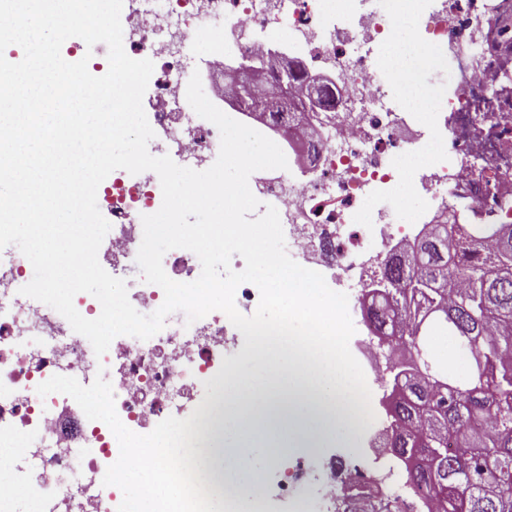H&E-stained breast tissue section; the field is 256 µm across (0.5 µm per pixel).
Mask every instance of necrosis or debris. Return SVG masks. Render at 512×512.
<instances>
[{
  "label": "necrosis or debris",
  "mask_w": 512,
  "mask_h": 512,
  "mask_svg": "<svg viewBox=\"0 0 512 512\" xmlns=\"http://www.w3.org/2000/svg\"><path fill=\"white\" fill-rule=\"evenodd\" d=\"M123 0L124 49L131 58L163 63L149 84L150 125L167 140L155 155L172 154L204 170L216 160L220 133L186 100L188 81L180 58L193 37L210 44L209 72L223 71L227 58L246 61L268 45L291 43L336 79L338 95L320 119L302 118L261 132L284 152V170L256 172L254 196L277 208L285 248L301 266L335 271L347 295L364 294L378 257L412 242L427 224L453 218L460 224L512 223V93H504L505 62L480 30L488 0ZM412 19L414 39L425 45L427 64H454V83L433 93L426 109L403 107L412 76L385 64L390 32ZM429 192L431 214L409 223L374 206L401 192ZM100 211L112 232L98 260L112 276L137 269L142 216L162 204L156 173L140 177L118 169L97 190ZM27 283L11 252L0 250V447L12 448L16 484L37 512H129L123 486L108 481L115 461L137 466L141 449L119 446L115 433L157 436L177 431L179 455L155 454L162 480L176 487L174 501L156 512H205L209 473L192 452L222 403L224 355L234 339L232 323L214 311L192 324L166 323L147 340L116 337L103 356L75 333L52 307L21 295ZM112 381V414L101 421L87 411L76 444L59 441L61 407L69 383ZM211 397L185 415L198 388ZM323 498L365 504L392 497L366 483L361 471L337 482L329 466L317 465Z\"/></svg>",
  "instance_id": "1"
}]
</instances>
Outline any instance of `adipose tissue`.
<instances>
[{"mask_svg": "<svg viewBox=\"0 0 512 512\" xmlns=\"http://www.w3.org/2000/svg\"><path fill=\"white\" fill-rule=\"evenodd\" d=\"M296 343L292 336L273 343L270 351L248 354L247 368L225 377L224 434L199 449L203 466L217 464L234 476L249 457L267 459L287 447H315L324 438L357 432L363 414L355 406L350 366L336 360L303 367ZM253 409L261 411V420L242 428ZM120 478L131 488L152 490L135 496L130 512H155L157 499L176 493L151 465L122 470Z\"/></svg>", "mask_w": 512, "mask_h": 512, "instance_id": "ef3b65f1", "label": "adipose tissue"}]
</instances>
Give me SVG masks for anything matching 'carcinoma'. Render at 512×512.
Listing matches in <instances>:
<instances>
[{
    "label": "carcinoma",
    "mask_w": 512,
    "mask_h": 512,
    "mask_svg": "<svg viewBox=\"0 0 512 512\" xmlns=\"http://www.w3.org/2000/svg\"><path fill=\"white\" fill-rule=\"evenodd\" d=\"M386 258L361 302L385 367L392 446L428 512H512V224H445ZM431 329L453 338L433 357Z\"/></svg>",
    "instance_id": "1"
}]
</instances>
